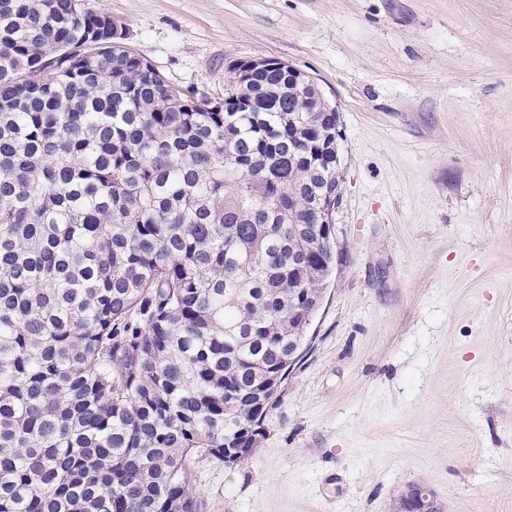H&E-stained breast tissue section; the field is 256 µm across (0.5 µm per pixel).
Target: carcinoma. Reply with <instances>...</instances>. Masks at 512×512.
I'll list each match as a JSON object with an SVG mask.
<instances>
[{"label":"carcinoma","mask_w":512,"mask_h":512,"mask_svg":"<svg viewBox=\"0 0 512 512\" xmlns=\"http://www.w3.org/2000/svg\"><path fill=\"white\" fill-rule=\"evenodd\" d=\"M101 14L0 0V512H203L336 264L340 113L288 69L191 110ZM38 69L44 83L20 81Z\"/></svg>","instance_id":"obj_1"}]
</instances>
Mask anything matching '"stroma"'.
Here are the masks:
<instances>
[{"mask_svg": "<svg viewBox=\"0 0 512 512\" xmlns=\"http://www.w3.org/2000/svg\"><path fill=\"white\" fill-rule=\"evenodd\" d=\"M172 83L307 72L342 124L336 270L254 455L204 512H512V0H82ZM443 509L431 490L424 484H415L399 502L397 512H442Z\"/></svg>", "mask_w": 512, "mask_h": 512, "instance_id": "35a3bbf8", "label": "stroma"}]
</instances>
